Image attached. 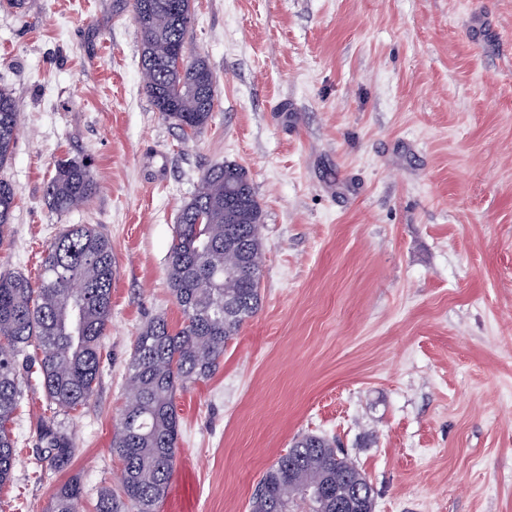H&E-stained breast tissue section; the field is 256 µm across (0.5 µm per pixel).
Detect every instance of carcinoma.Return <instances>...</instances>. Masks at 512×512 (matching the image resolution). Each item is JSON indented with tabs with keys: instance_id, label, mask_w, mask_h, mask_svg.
Here are the masks:
<instances>
[{
	"instance_id": "carcinoma-1",
	"label": "carcinoma",
	"mask_w": 512,
	"mask_h": 512,
	"mask_svg": "<svg viewBox=\"0 0 512 512\" xmlns=\"http://www.w3.org/2000/svg\"><path fill=\"white\" fill-rule=\"evenodd\" d=\"M140 31V66L155 111L190 136L204 130L215 109L208 59L187 51L192 0H131ZM19 104L0 88V168L12 159ZM91 164L66 159L46 186L51 209L67 213L97 192ZM15 208L11 183L0 178V238ZM263 209L247 170L224 162L204 170L199 190L181 207L167 256L170 291L184 320L145 323L127 366V390L111 441L122 462L121 496L104 487L95 512H157L167 494L178 449L176 394L208 379L224 348L261 304ZM112 242L91 224H69L45 250L38 282L0 275V486L13 478L17 448L10 424L23 379L42 388L53 414L84 406L104 369L102 338L112 319ZM39 476L62 472L72 444L56 424L41 427ZM321 493L307 512H333L341 503L373 512L374 492L336 440L307 433L264 473L249 512H293L307 490ZM83 488L73 476L60 484L49 512H81Z\"/></svg>"
}]
</instances>
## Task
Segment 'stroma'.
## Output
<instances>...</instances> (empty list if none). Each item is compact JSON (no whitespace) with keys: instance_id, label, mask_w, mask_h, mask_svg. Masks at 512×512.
Listing matches in <instances>:
<instances>
[{"instance_id":"1","label":"stroma","mask_w":512,"mask_h":512,"mask_svg":"<svg viewBox=\"0 0 512 512\" xmlns=\"http://www.w3.org/2000/svg\"><path fill=\"white\" fill-rule=\"evenodd\" d=\"M129 0L0 4V87L19 132L0 273L37 280L68 224L112 241L107 366L58 415L67 472L35 479L47 400L22 386L0 512H45L79 475L83 512L119 488L126 367L155 316L179 326L167 254L210 165L248 172L264 211L261 307L215 373L176 397L159 512H249L295 438H335L374 512H512V0H193L189 51L216 78L211 123L155 112ZM98 192L60 214L63 159Z\"/></svg>"}]
</instances>
